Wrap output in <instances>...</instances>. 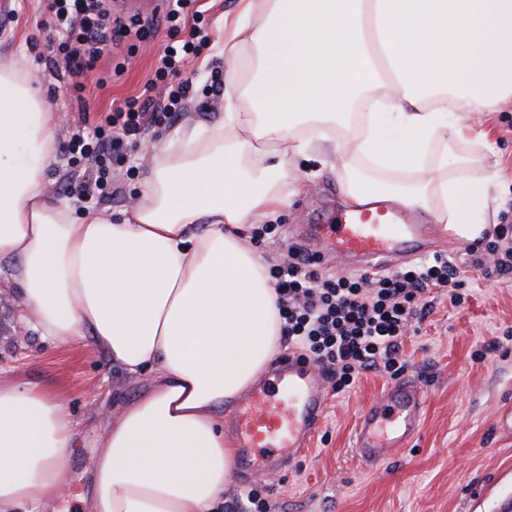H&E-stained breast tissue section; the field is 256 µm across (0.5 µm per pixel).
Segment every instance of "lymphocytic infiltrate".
<instances>
[{"instance_id":"1","label":"lymphocytic infiltrate","mask_w":512,"mask_h":512,"mask_svg":"<svg viewBox=\"0 0 512 512\" xmlns=\"http://www.w3.org/2000/svg\"><path fill=\"white\" fill-rule=\"evenodd\" d=\"M56 32L54 57L65 66L82 93L83 75L122 38L131 35L137 20L112 18L103 0H45ZM197 0H172L162 21L151 28L183 30L184 38L166 43L159 56L154 79L166 83L163 100H129L113 107L93 128H78L61 146L73 170L94 165V181L76 183L82 196L101 194L110 185L114 157L134 144L145 126L174 120L190 90L184 73L200 54L209 35ZM467 266L485 276L512 279V228L501 226L495 238L469 251ZM463 266L447 254L387 272L336 276L317 271L312 258L289 248L286 258L272 264L267 276L275 288L281 318V336L325 368L334 391L350 389L367 372L397 378L408 368L402 342L419 332L429 313L432 290L446 293L451 303L464 297Z\"/></svg>"}]
</instances>
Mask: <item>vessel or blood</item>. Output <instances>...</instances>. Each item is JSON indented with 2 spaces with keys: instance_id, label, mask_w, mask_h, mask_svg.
I'll return each mask as SVG.
<instances>
[{
  "instance_id": "obj_1",
  "label": "vessel or blood",
  "mask_w": 512,
  "mask_h": 512,
  "mask_svg": "<svg viewBox=\"0 0 512 512\" xmlns=\"http://www.w3.org/2000/svg\"><path fill=\"white\" fill-rule=\"evenodd\" d=\"M328 265L334 259L349 268L384 270L429 251L420 225L384 205L342 213L331 224H313L293 240ZM426 402L419 381L403 378L388 385L364 409L357 423L356 455L363 467L376 468L399 456L417 436ZM327 408L325 375L296 354L281 358L253 386L246 401L224 417V427L246 473L294 467L307 451Z\"/></svg>"
}]
</instances>
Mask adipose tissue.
I'll list each match as a JSON object with an SVG mask.
<instances>
[{"mask_svg": "<svg viewBox=\"0 0 512 512\" xmlns=\"http://www.w3.org/2000/svg\"><path fill=\"white\" fill-rule=\"evenodd\" d=\"M221 52L224 117L150 148L144 203L121 221L47 205L50 113L0 63V259L25 323L89 340L151 387L108 415L89 512H215L234 472L222 412L280 349L276 293L240 237L288 204V160L339 159L350 205L390 202L473 240L497 162L466 115L512 99V0H240ZM67 403L0 379V512L62 494Z\"/></svg>", "mask_w": 512, "mask_h": 512, "instance_id": "adipose-tissue-1", "label": "adipose tissue"}]
</instances>
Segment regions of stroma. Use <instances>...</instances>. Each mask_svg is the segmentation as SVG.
Returning a JSON list of instances; mask_svg holds the SVG:
<instances>
[{
  "mask_svg": "<svg viewBox=\"0 0 512 512\" xmlns=\"http://www.w3.org/2000/svg\"><path fill=\"white\" fill-rule=\"evenodd\" d=\"M211 31L209 43L188 66L192 87L176 125L215 123L224 116V74L217 64L224 23L233 20L238 0H199ZM52 32L41 0H0V61L26 73L46 111L52 112L57 141L69 139L81 120L99 121L113 104L129 99L164 97L148 89L157 59L169 42L167 29L147 33L134 43L114 46L84 82L87 112L77 110L63 71L40 62ZM471 123L486 132L481 152L498 161L499 183L490 191L486 221L490 228L512 225V101L499 111L475 114ZM171 124V125H174ZM171 125L146 127L135 146L112 163L111 193L91 206L116 213L142 199L149 159L146 149L163 139ZM302 187L287 207L269 216L280 225L278 237L257 244L264 262L287 254L289 231L315 223L325 211H344L335 168L318 156L297 159ZM81 179L95 177L94 168ZM65 157L53 152L43 186L46 202L70 199L74 177ZM12 263L0 261V377L36 384L66 400L78 423L79 450L65 489L52 505L30 512H85L91 493L90 457L106 429L104 417L117 404L143 395L148 375L131 376L88 342L61 344L24 327L21 307L9 283ZM434 309L419 335L407 337V377L426 390L419 436L399 458L380 468L363 469L356 456L355 433L360 412L388 386L381 373L361 376L350 390L330 394L324 420L305 458L292 470L255 476L274 512H500L512 500V342L502 340L512 328V282L469 271L467 297L452 305L436 295Z\"/></svg>",
  "mask_w": 512,
  "mask_h": 512,
  "instance_id": "1",
  "label": "stroma"
}]
</instances>
